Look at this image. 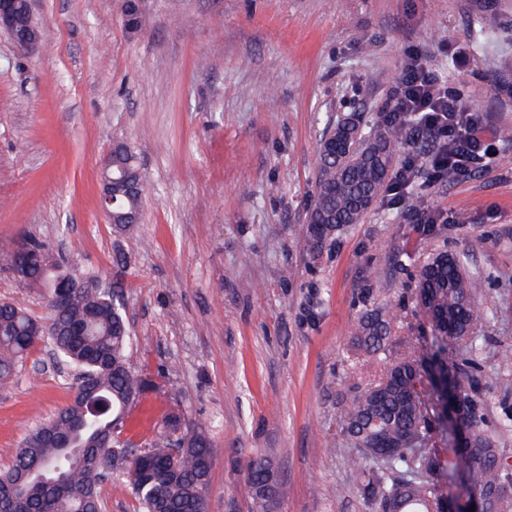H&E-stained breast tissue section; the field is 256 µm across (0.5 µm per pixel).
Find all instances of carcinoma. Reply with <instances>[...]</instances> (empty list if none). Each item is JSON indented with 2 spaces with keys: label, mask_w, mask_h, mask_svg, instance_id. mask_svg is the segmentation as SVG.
<instances>
[{
  "label": "carcinoma",
  "mask_w": 512,
  "mask_h": 512,
  "mask_svg": "<svg viewBox=\"0 0 512 512\" xmlns=\"http://www.w3.org/2000/svg\"><path fill=\"white\" fill-rule=\"evenodd\" d=\"M347 133V127L334 126L336 150L320 153L303 238L310 254L360 222L380 197L397 148L413 138L405 123L383 124L358 142H348ZM110 156L112 228L124 234L139 223L145 187L130 177L137 166L126 147L115 146ZM19 245L23 250L0 253V268L13 271L29 288L43 289L47 316L40 320L19 303H0V384L32 353L48 348L56 362L79 369L91 385L22 439L11 466L0 472V486L17 488L12 496L0 495V512H101L112 447L131 443L120 439L128 414L147 394L169 390L171 380L129 365L131 336L116 292L89 286L94 277L72 263H48L52 251L40 238L30 236ZM482 288V278L467 271L458 256L430 258L419 271L416 293L421 311L432 319L430 346L417 336L406 338L400 357L337 414L360 494L379 512H444L437 489L458 482L467 491L486 492L493 512H512V467L501 462L498 440L479 429V380L467 370L475 360L460 358L477 350L476 303L496 308ZM389 335L388 322L365 314L353 348L384 354ZM450 381L464 388L461 410L472 435L464 446L455 444L444 417L442 399ZM165 428L161 441L127 449L117 478L142 512H210V500L201 496L203 487L211 486L214 455L206 425L178 411L167 415ZM32 470L51 473L54 482L32 481ZM274 471L267 454L248 463L246 489L254 512H269L264 490Z\"/></svg>",
  "instance_id": "obj_1"
}]
</instances>
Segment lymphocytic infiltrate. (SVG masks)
<instances>
[{"label":"lymphocytic infiltrate","mask_w":512,"mask_h":512,"mask_svg":"<svg viewBox=\"0 0 512 512\" xmlns=\"http://www.w3.org/2000/svg\"><path fill=\"white\" fill-rule=\"evenodd\" d=\"M384 123H414L431 145L430 163L440 174L463 171L492 153L491 143L460 95L413 57L395 80L382 109Z\"/></svg>","instance_id":"f902f5d3"}]
</instances>
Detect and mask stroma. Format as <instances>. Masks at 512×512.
Returning <instances> with one entry per match:
<instances>
[{"mask_svg":"<svg viewBox=\"0 0 512 512\" xmlns=\"http://www.w3.org/2000/svg\"><path fill=\"white\" fill-rule=\"evenodd\" d=\"M125 4L33 0V52L0 32V252L34 235L121 291L132 366L179 387L137 404L124 434L162 438L176 406L205 423L210 512H251L246 465L263 453L279 463L280 512H368L337 421L385 366L352 349L362 313L389 319L392 353L430 335L414 288L447 251L496 302L474 359L490 374L512 355V96L499 92L512 81V0H139L134 30ZM482 13L494 30L476 51ZM411 55L471 104L491 158L440 178L418 160L411 204L444 218L443 232L422 233L384 195L308 254L325 133L352 114L379 125ZM117 143L149 188L125 235L100 205ZM70 399L47 355L30 356L0 386V469ZM481 401L498 436L512 390L483 382Z\"/></svg>","mask_w":512,"mask_h":512,"instance_id":"obj_1","label":"stroma"}]
</instances>
